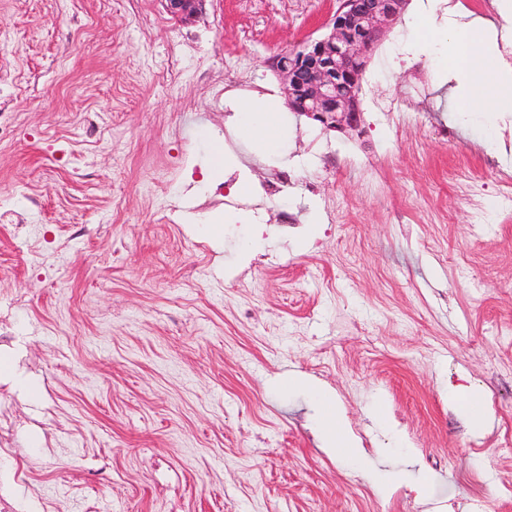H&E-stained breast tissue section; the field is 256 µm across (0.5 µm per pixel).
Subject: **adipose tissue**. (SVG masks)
Instances as JSON below:
<instances>
[{
  "label": "adipose tissue",
  "mask_w": 512,
  "mask_h": 512,
  "mask_svg": "<svg viewBox=\"0 0 512 512\" xmlns=\"http://www.w3.org/2000/svg\"><path fill=\"white\" fill-rule=\"evenodd\" d=\"M420 35L418 45L428 49L427 34L445 31L447 47L444 67L456 82L455 101L460 109L485 112H512V70L503 68L497 56V35L485 29L482 22L449 18L440 25L434 10L421 12L415 22ZM238 136L250 143L257 154L278 152L281 146L283 118L273 101L252 97L240 105ZM292 388L310 389L317 412L318 432L322 448L342 456L359 455L360 450L350 432L342 426L341 412L335 396L322 388L311 387L309 380L288 377Z\"/></svg>",
  "instance_id": "1"
}]
</instances>
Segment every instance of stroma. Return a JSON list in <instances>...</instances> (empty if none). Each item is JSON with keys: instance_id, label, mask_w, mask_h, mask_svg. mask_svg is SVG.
<instances>
[{"instance_id": "stroma-1", "label": "stroma", "mask_w": 512, "mask_h": 512, "mask_svg": "<svg viewBox=\"0 0 512 512\" xmlns=\"http://www.w3.org/2000/svg\"><path fill=\"white\" fill-rule=\"evenodd\" d=\"M336 7L207 0L182 23L163 0H0L13 512H512V115L457 111L445 41L418 49L407 0L356 128L287 110L262 158L231 133L235 83L284 102L270 58ZM219 138L250 194L213 171ZM228 213L256 221L213 244L203 226ZM291 372L335 394L360 458L319 448L310 393L278 385ZM451 384L484 399L485 432ZM397 465L377 494L371 472Z\"/></svg>"}]
</instances>
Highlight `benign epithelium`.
Listing matches in <instances>:
<instances>
[{
  "label": "benign epithelium",
  "mask_w": 512,
  "mask_h": 512,
  "mask_svg": "<svg viewBox=\"0 0 512 512\" xmlns=\"http://www.w3.org/2000/svg\"><path fill=\"white\" fill-rule=\"evenodd\" d=\"M177 20H194L207 0H163ZM405 0H341L329 31L273 59L284 94L294 112L331 128H355L358 104L341 94L338 74H352L375 43L398 20Z\"/></svg>",
  "instance_id": "7a95c632"
}]
</instances>
